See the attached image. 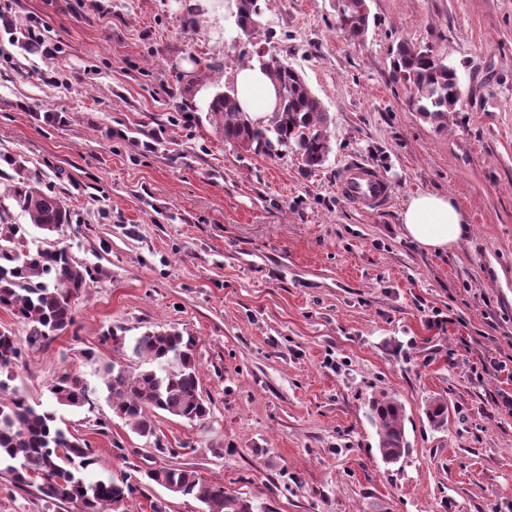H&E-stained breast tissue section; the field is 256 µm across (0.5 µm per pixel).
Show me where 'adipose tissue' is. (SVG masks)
<instances>
[{
	"mask_svg": "<svg viewBox=\"0 0 512 512\" xmlns=\"http://www.w3.org/2000/svg\"><path fill=\"white\" fill-rule=\"evenodd\" d=\"M234 97L241 111L258 124L267 121L277 102L276 87L256 65L239 66ZM404 235L429 251L451 250L469 232L466 213L448 195L424 192L410 199L400 214Z\"/></svg>",
	"mask_w": 512,
	"mask_h": 512,
	"instance_id": "1",
	"label": "adipose tissue"
}]
</instances>
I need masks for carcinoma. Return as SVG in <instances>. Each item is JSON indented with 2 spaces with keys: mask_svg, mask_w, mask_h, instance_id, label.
Instances as JSON below:
<instances>
[{
  "mask_svg": "<svg viewBox=\"0 0 512 512\" xmlns=\"http://www.w3.org/2000/svg\"><path fill=\"white\" fill-rule=\"evenodd\" d=\"M263 0H248L236 11L235 24L247 27L262 15ZM337 25L351 39L364 38L370 23L368 0H336ZM263 71L280 93L277 111L268 122L255 125L239 110L229 92L216 93L208 112L216 131L227 142L274 157L290 149L305 170L323 166L330 152L326 134L328 116L311 92L303 75L283 61ZM392 76L411 92L416 111L441 121L456 111L461 90L457 71L432 50L399 42L392 49ZM13 199L31 224L45 236L68 223L60 198L34 184L13 190ZM29 231L21 224H0V308L9 310L24 326V339L0 327V373L21 358L22 349L40 348L73 324L75 299L90 287L89 269L67 255L63 248L32 246ZM195 337L177 329L146 331L130 345L133 355L145 357L151 366L133 374L125 366L106 363L100 369L113 412L130 430L150 438L158 411L193 422L210 413L199 389ZM56 403L80 408L88 402L89 389L79 377L66 373L51 388ZM427 417L440 425L448 418V404L434 401ZM371 420L385 460L393 462L406 452L404 411L393 398L372 401ZM5 465L18 487H37L46 497L75 503L80 512H105L139 491L126 477L88 480L82 472L93 464L92 449L57 425L55 412L38 410L17 391L0 399V465ZM148 481L206 506V512H256L253 500L228 494L221 486L202 480L189 466L151 469Z\"/></svg>",
  "mask_w": 512,
  "mask_h": 512,
  "instance_id": "cac0c4a2",
  "label": "carcinoma"
}]
</instances>
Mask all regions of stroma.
<instances>
[{
	"label": "stroma",
	"mask_w": 512,
	"mask_h": 512,
	"mask_svg": "<svg viewBox=\"0 0 512 512\" xmlns=\"http://www.w3.org/2000/svg\"><path fill=\"white\" fill-rule=\"evenodd\" d=\"M334 4L266 0L240 39L225 0H11L62 52L29 59L0 36V217L28 224L19 183L56 193L69 222L49 243L94 281L9 386L90 444L87 477L139 484L117 512H205L145 482L161 466L193 467L261 512H512V0H369L359 43ZM402 40L457 69L447 122L392 81ZM263 55L301 72L328 114L318 170L225 142L209 119L214 94ZM46 111L61 121H38ZM150 135L154 152H141ZM356 161L382 174L390 205L363 213L342 198L337 174ZM420 192L467 213L453 250L403 235ZM171 328L197 340L211 413H158L141 437L113 413L97 363H147L102 335ZM66 373L87 383L84 407L54 406ZM384 395L404 411L409 450L395 463L371 421ZM436 400L448 404L439 427L426 414ZM0 512L75 507L0 469Z\"/></svg>",
	"instance_id": "obj_1"
}]
</instances>
